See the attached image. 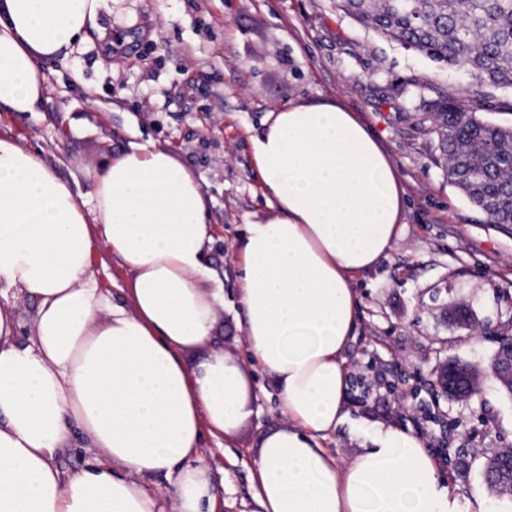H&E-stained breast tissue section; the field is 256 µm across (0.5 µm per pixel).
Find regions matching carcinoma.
<instances>
[{
	"label": "carcinoma",
	"instance_id": "carcinoma-1",
	"mask_svg": "<svg viewBox=\"0 0 512 512\" xmlns=\"http://www.w3.org/2000/svg\"><path fill=\"white\" fill-rule=\"evenodd\" d=\"M348 15L438 63L462 68L478 87H512V0H340ZM442 94L428 133L448 182L490 224H512V126L492 124Z\"/></svg>",
	"mask_w": 512,
	"mask_h": 512
}]
</instances>
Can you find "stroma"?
<instances>
[{
    "label": "stroma",
    "instance_id": "stroma-1",
    "mask_svg": "<svg viewBox=\"0 0 512 512\" xmlns=\"http://www.w3.org/2000/svg\"><path fill=\"white\" fill-rule=\"evenodd\" d=\"M122 37L125 52L112 51ZM44 70L34 112L0 107V137L41 153L79 194L84 171L102 170L128 143L166 148L192 168L210 201L212 266L224 281L215 331L241 366L254 413L222 444L204 438L218 512H255L260 436L284 425L277 388L247 357L231 310L247 224L271 216L252 137L270 113L334 103L372 130L396 167L405 198L389 258L358 284L357 334L346 353L351 425L326 446L352 460L382 425L411 430L440 449L458 512H512V497L484 487L487 459L512 448V399L495 381L462 403L442 393L450 361L487 364L512 336V230L485 216L446 179L426 133L431 105L470 78L387 39L336 0H102L96 25ZM92 266L114 300L131 278L102 247Z\"/></svg>",
    "mask_w": 512,
    "mask_h": 512
}]
</instances>
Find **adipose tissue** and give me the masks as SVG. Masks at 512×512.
Here are the masks:
<instances>
[{
  "mask_svg": "<svg viewBox=\"0 0 512 512\" xmlns=\"http://www.w3.org/2000/svg\"><path fill=\"white\" fill-rule=\"evenodd\" d=\"M100 6L0 0V105L36 111L45 61L85 37ZM252 144L277 213L246 227L237 315L287 419L259 443L257 512H456L411 431L380 429L342 465L324 446L348 417L355 279L398 237L402 199L387 152L332 103L273 113ZM90 180L80 200L37 152L0 138V512H165L148 487L158 477L177 488L175 512H216L198 449L251 409L214 335L224 284L208 264L207 198L193 170L155 145L130 144ZM100 244L131 276V308L113 304L92 269ZM12 292L36 307L24 344ZM201 347L206 356L188 365L184 352ZM75 432L100 455L66 472L57 457Z\"/></svg>",
  "mask_w": 512,
  "mask_h": 512,
  "instance_id": "obj_1",
  "label": "adipose tissue"
}]
</instances>
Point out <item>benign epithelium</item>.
Masks as SVG:
<instances>
[{
	"label": "benign epithelium",
	"instance_id": "obj_1",
	"mask_svg": "<svg viewBox=\"0 0 512 512\" xmlns=\"http://www.w3.org/2000/svg\"><path fill=\"white\" fill-rule=\"evenodd\" d=\"M499 348L486 366L465 361H451L441 371L439 378L444 390L461 400L477 394L484 383L495 380L512 399V336L498 337ZM509 460L494 454L488 458L485 474L490 488L497 492L512 490V469Z\"/></svg>",
	"mask_w": 512,
	"mask_h": 512
}]
</instances>
